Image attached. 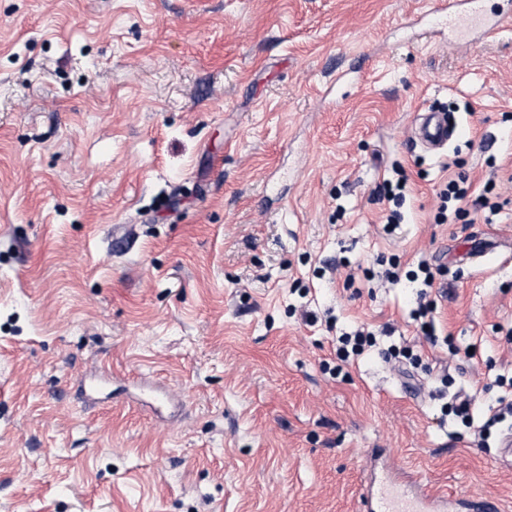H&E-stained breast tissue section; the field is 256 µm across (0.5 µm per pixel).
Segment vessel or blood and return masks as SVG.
<instances>
[{
	"label": "vessel or blood",
	"mask_w": 512,
	"mask_h": 512,
	"mask_svg": "<svg viewBox=\"0 0 512 512\" xmlns=\"http://www.w3.org/2000/svg\"><path fill=\"white\" fill-rule=\"evenodd\" d=\"M484 0H432L429 12L438 18L456 22L468 20L479 38H496L507 27L505 18H488ZM458 127L449 125L446 112L422 111L415 131L417 145L428 152L446 151L448 142L458 135ZM112 383L111 372L96 359H88L77 386L81 398L94 405L105 400ZM359 512H503L496 497L481 498L438 496L431 494L418 471L394 470L387 456L374 452L371 473L359 493Z\"/></svg>",
	"instance_id": "obj_1"
}]
</instances>
